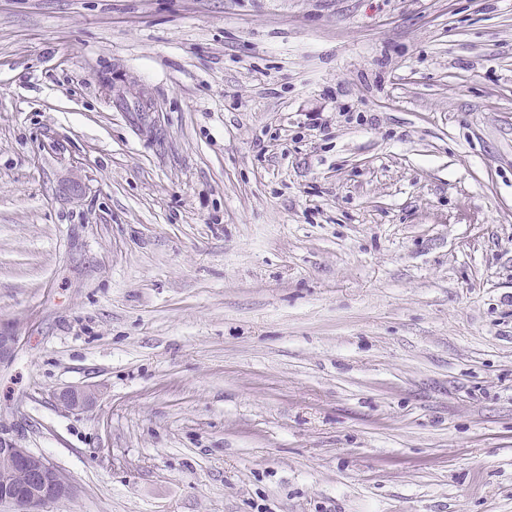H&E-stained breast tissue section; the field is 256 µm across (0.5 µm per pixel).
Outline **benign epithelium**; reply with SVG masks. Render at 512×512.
Segmentation results:
<instances>
[{
  "label": "benign epithelium",
  "instance_id": "1",
  "mask_svg": "<svg viewBox=\"0 0 512 512\" xmlns=\"http://www.w3.org/2000/svg\"><path fill=\"white\" fill-rule=\"evenodd\" d=\"M18 340V328H0V363L12 358ZM56 401L66 409L82 410L93 403L94 394L89 389L66 387L56 393ZM18 469L26 479V491L14 496L9 494L10 476ZM71 494L72 487L66 477L43 456L0 438V498L36 509Z\"/></svg>",
  "mask_w": 512,
  "mask_h": 512
}]
</instances>
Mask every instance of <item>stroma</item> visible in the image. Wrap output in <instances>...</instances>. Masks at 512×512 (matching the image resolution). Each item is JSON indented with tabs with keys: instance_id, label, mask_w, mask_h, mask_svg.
<instances>
[{
	"instance_id": "1",
	"label": "stroma",
	"mask_w": 512,
	"mask_h": 512,
	"mask_svg": "<svg viewBox=\"0 0 512 512\" xmlns=\"http://www.w3.org/2000/svg\"><path fill=\"white\" fill-rule=\"evenodd\" d=\"M12 323L40 512H512V0H0ZM56 401L69 410H82L94 401V394L89 389L66 387L56 393Z\"/></svg>"
}]
</instances>
